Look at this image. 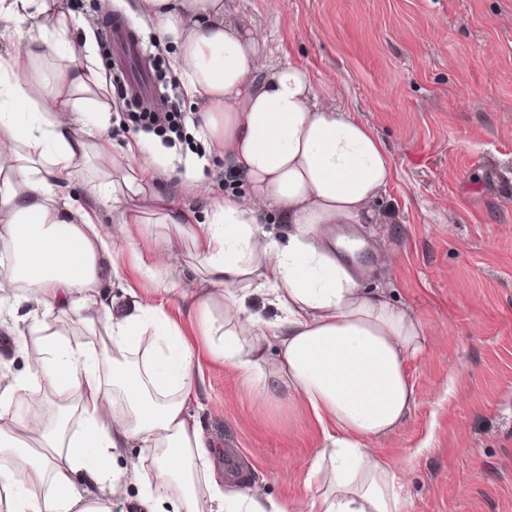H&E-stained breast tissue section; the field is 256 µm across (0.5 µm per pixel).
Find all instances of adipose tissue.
I'll use <instances>...</instances> for the list:
<instances>
[{
  "label": "adipose tissue",
  "mask_w": 512,
  "mask_h": 512,
  "mask_svg": "<svg viewBox=\"0 0 512 512\" xmlns=\"http://www.w3.org/2000/svg\"><path fill=\"white\" fill-rule=\"evenodd\" d=\"M61 0H0V23L40 19L37 35L17 37L0 54V329H23L27 372L0 390V455L28 459L48 449L27 480L0 464L5 512H100L78 478L102 493L117 489L110 451L137 444L145 452L144 491L133 512H155L175 499L178 512H200L197 462L209 443L189 410L198 372L188 343L164 313L122 306L104 290L123 257L138 258L146 224H172L187 236L200 265L178 294L202 318L224 300V330L206 326L215 359L237 370L264 399L280 392L302 403L323 442L306 480L322 493L275 512H405L402 470L376 448L416 402L410 361L428 350L424 322L396 308L386 292L365 291L339 256L330 231L374 224L393 181L392 158L376 133L342 107L321 104L310 71L268 65L265 38L230 17L224 0H143L159 39H174L173 68L209 139L242 175L246 193L212 198L206 222L160 192L163 171L140 141L116 148L106 132L107 79L91 54L68 41L74 23ZM87 176L93 195L122 207L102 233L88 199L69 193ZM274 210L285 241L260 227ZM271 291L282 315L252 313L251 288ZM70 316L97 346L65 337ZM279 357L267 364L265 346ZM60 418L45 430V404ZM37 433L19 441L16 426ZM46 485L34 494L33 485ZM204 484L215 512H266L256 497L225 495L213 470Z\"/></svg>",
  "instance_id": "1"
}]
</instances>
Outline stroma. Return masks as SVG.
Instances as JSON below:
<instances>
[{
    "instance_id": "1",
    "label": "stroma",
    "mask_w": 512,
    "mask_h": 512,
    "mask_svg": "<svg viewBox=\"0 0 512 512\" xmlns=\"http://www.w3.org/2000/svg\"><path fill=\"white\" fill-rule=\"evenodd\" d=\"M73 44L119 15L139 34L158 82L177 76L174 43L158 42L138 0H66ZM271 51L309 69L324 104L368 124L397 170L377 205L381 221L359 224L362 287L425 322L432 343L412 362L417 401L378 444L403 469L407 512H512V0H229ZM113 145L144 138L169 173L162 189L205 217V194L245 183L210 143L187 134L170 144L137 124L110 122ZM142 253L170 249L176 274L197 277L191 243L172 228L137 237ZM107 296L164 311L193 348L200 376L194 413L211 443L209 462L228 490L278 505L315 494L305 477L322 435L301 404L265 401L211 357L198 315L126 263ZM140 451L123 448L112 468L121 494L107 512H129L142 491Z\"/></svg>"
}]
</instances>
